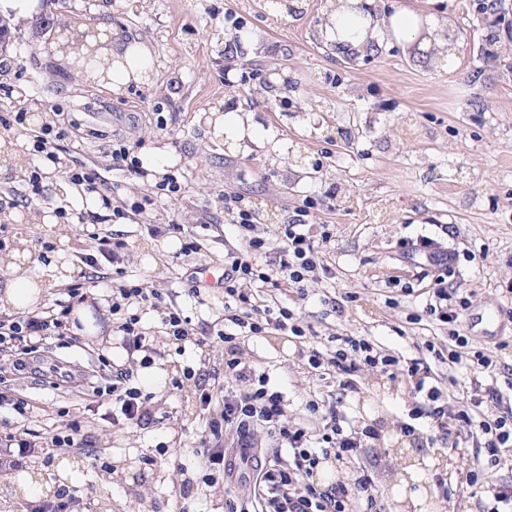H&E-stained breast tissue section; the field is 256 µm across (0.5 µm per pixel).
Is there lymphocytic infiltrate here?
<instances>
[{"label":"lymphocytic infiltrate","mask_w":512,"mask_h":512,"mask_svg":"<svg viewBox=\"0 0 512 512\" xmlns=\"http://www.w3.org/2000/svg\"><path fill=\"white\" fill-rule=\"evenodd\" d=\"M53 132L49 123L27 132L38 159L28 177L36 192L42 187L44 163L60 162ZM224 219L236 226L241 246L224 256V324L210 329L205 338H191L187 317L179 307L166 303L159 291L140 281L125 280L122 265L128 251L124 241L105 233H91L94 249L81 257L82 263L92 269L102 260L111 263V309L121 316L119 330L131 337L134 348L144 350L149 346V334L140 326L144 311L155 312L159 333L173 340L190 341L199 348L211 341L223 344L224 382L214 381L203 366L184 374L185 380L194 382L197 404L206 416L197 436L206 469L219 468L232 474V464L227 460L229 448L250 451L252 471L260 487L258 512H381L369 471L327 486L315 481L314 473L321 461L356 457L360 437L354 436L344 411L333 404L325 409L315 402L308 406L311 414L321 415V431L289 420L281 393L271 390L265 374L238 352L240 340L268 335L303 340L300 355L309 373L332 379L343 395L357 392L356 375L360 372H379L393 379L406 376L415 394L426 398L433 429L441 440L456 448L462 434L476 438L480 451L468 472L470 483H477L480 471L500 465L504 449L512 447V396L498 385V353L470 350L468 337L457 329L467 301L448 287L456 271V253L435 250L433 240L426 237L403 244L406 251L425 255L438 271L433 300L425 311L449 325L451 349L432 350L427 360H405L383 351L368 337L346 335L337 337L335 350L326 354L306 344L312 326L301 314L274 300L272 292L285 285L302 294L309 282L334 278L335 269L326 250L333 236L331 226L323 225L319 235H312L309 212L303 208L288 223L278 225L274 237L260 236L255 210L235 192L224 195ZM86 296L84 282L77 280L63 289L61 299L53 305L22 317L1 316L0 349L24 338L40 342L64 335L65 316ZM434 359L469 369V388L462 404L444 398L430 366ZM133 377V369L116 370L112 406L126 424L137 426L150 419L146 408L149 397L134 386ZM80 430L79 422L71 421L65 431L48 436L40 450L33 441L17 439L16 464L26 463L38 450L48 458L55 452L80 448ZM265 436L281 440V447H263L261 439Z\"/></svg>","instance_id":"lymphocytic-infiltrate-1"}]
</instances>
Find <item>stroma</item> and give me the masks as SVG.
Returning <instances> with one entry per match:
<instances>
[{"label":"stroma","mask_w":512,"mask_h":512,"mask_svg":"<svg viewBox=\"0 0 512 512\" xmlns=\"http://www.w3.org/2000/svg\"><path fill=\"white\" fill-rule=\"evenodd\" d=\"M381 16L428 8L451 57L439 59L421 41L387 40L375 50L334 54L319 37L327 0H300L299 14L277 11L271 0H38L30 17L11 20L0 46V105L26 113L29 122L63 128L67 159L96 167L98 192L78 191L58 170H49L42 193L28 194L30 151L0 164V191L13 193L16 208L0 215V287L12 274L2 257L16 249L34 254L28 273L43 279L40 303H53L61 288L48 270L67 261L84 273L80 253L92 243L63 214L95 212L99 231L126 241L128 278L146 279L166 302L180 307L195 331L224 317L222 291L190 293L192 273L224 271V256L239 246L224 220L223 192H238L256 211L269 213L274 232L296 209L309 208L313 224H331L328 247L334 279L290 290L281 300L305 316L321 349L333 336H369L409 359L426 357L427 343L446 348L448 327L425 315V294L434 271L424 256H409L403 241L420 236L459 255L453 285L469 300L461 332L471 348L512 343V55L486 64L490 41L512 43V0H376ZM68 18L77 30L106 28L132 36L150 50L152 82L115 91L88 72L49 66L43 53ZM251 111L268 146L234 148L208 126L210 112ZM121 139L135 157L150 149L167 154L157 163L174 174L182 193L158 198L150 220L175 219L201 244L181 252L179 239L154 236L140 224L112 221L101 195L114 188L150 192L153 183L116 170L104 154L106 139ZM52 252H44L43 243ZM411 284L414 295L386 302L392 280ZM352 295L343 313L331 299ZM499 315L501 326L488 324ZM150 364L122 337L100 341L74 333L47 341L18 358L0 352V392L27 401V415L0 412V512H32L51 491L69 485L85 495V512H180L175 486L193 495L192 512H224L223 480L202 482V460L191 451L203 422L194 385L173 381L184 368L208 364L224 370V350L198 349L155 336ZM297 339L271 335L246 342L243 356L281 392L288 414L314 430L322 421L305 404L342 400L351 426H374L352 467L328 462L316 475L330 484L347 480L351 468L373 473L379 497L391 512H478L479 487L467 473L477 451H454L431 438L432 421L419 416L420 397L409 385L366 371L360 392L339 397L332 384L307 373ZM132 368L149 394L150 421L127 426L112 418L104 389L110 365ZM78 419L81 448L54 456L47 465L2 466L7 434L47 433ZM414 423L408 437L402 424ZM104 452L94 462L90 449ZM453 488L444 498L437 479Z\"/></svg>","instance_id":"stroma-1"}]
</instances>
